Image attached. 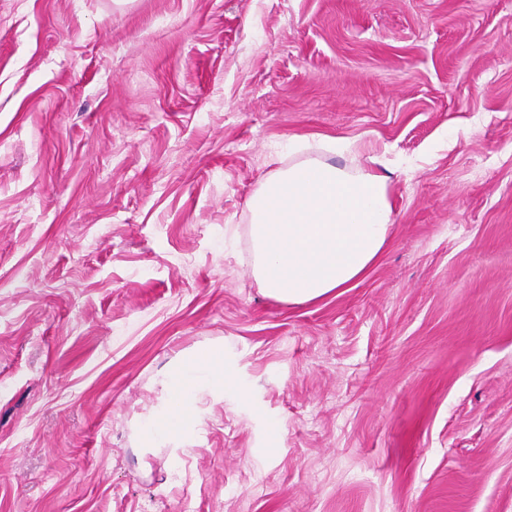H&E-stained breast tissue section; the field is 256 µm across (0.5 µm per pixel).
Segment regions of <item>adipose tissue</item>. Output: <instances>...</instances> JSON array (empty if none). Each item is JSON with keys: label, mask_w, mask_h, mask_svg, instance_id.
<instances>
[{"label": "adipose tissue", "mask_w": 512, "mask_h": 512, "mask_svg": "<svg viewBox=\"0 0 512 512\" xmlns=\"http://www.w3.org/2000/svg\"><path fill=\"white\" fill-rule=\"evenodd\" d=\"M248 208L253 276L266 296L291 305L361 279L379 259L394 215L387 174L310 159L265 179ZM234 386L223 348L193 352L169 370L164 406L146 422L144 442H183L197 426L199 396Z\"/></svg>", "instance_id": "obj_1"}]
</instances>
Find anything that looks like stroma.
I'll list each match as a JSON object with an SVG mask.
<instances>
[{"label":"stroma","instance_id":"1","mask_svg":"<svg viewBox=\"0 0 512 512\" xmlns=\"http://www.w3.org/2000/svg\"><path fill=\"white\" fill-rule=\"evenodd\" d=\"M330 143L394 224L288 305L248 201ZM0 512H512V0H0ZM236 384L224 373L223 348L193 352L173 366L166 376L165 403L162 410L147 421L143 441L181 443L190 437L198 422L197 401L203 393H221Z\"/></svg>","mask_w":512,"mask_h":512}]
</instances>
